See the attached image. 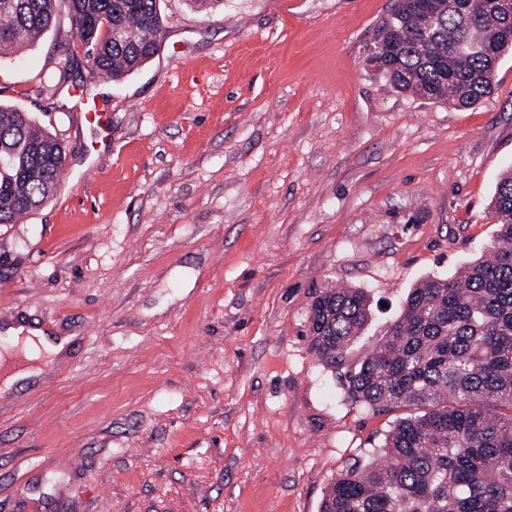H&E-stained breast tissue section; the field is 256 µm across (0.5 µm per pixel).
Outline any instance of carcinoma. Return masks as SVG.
I'll list each match as a JSON object with an SVG mask.
<instances>
[{"label": "carcinoma", "instance_id": "cac0c4a2", "mask_svg": "<svg viewBox=\"0 0 512 512\" xmlns=\"http://www.w3.org/2000/svg\"><path fill=\"white\" fill-rule=\"evenodd\" d=\"M63 2L69 37L100 76L120 81L157 52L159 0H0V58L31 47L56 24ZM474 18L440 0L431 14L393 0L366 56L372 72L410 96L472 107L494 91L512 50V16L493 0ZM65 146L36 116L0 104V224H15L57 192ZM496 236L449 278L408 292L386 335L347 374L352 401L376 410L410 407L378 451L326 490L321 512H512V168L489 203ZM371 318L358 288H324L308 313L311 349L343 360Z\"/></svg>", "mask_w": 512, "mask_h": 512}]
</instances>
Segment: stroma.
I'll return each mask as SVG.
<instances>
[{
  "label": "stroma",
  "mask_w": 512,
  "mask_h": 512,
  "mask_svg": "<svg viewBox=\"0 0 512 512\" xmlns=\"http://www.w3.org/2000/svg\"><path fill=\"white\" fill-rule=\"evenodd\" d=\"M159 6V50L121 82L53 31L0 60V104L66 146L56 194L0 224V314L71 339L0 393V512H319L406 414L354 403L348 371L410 288L495 234L512 55L453 109L370 72L390 0ZM81 89L111 151L78 120ZM336 286L363 289L371 319L331 367L306 330Z\"/></svg>",
  "instance_id": "stroma-1"
}]
</instances>
